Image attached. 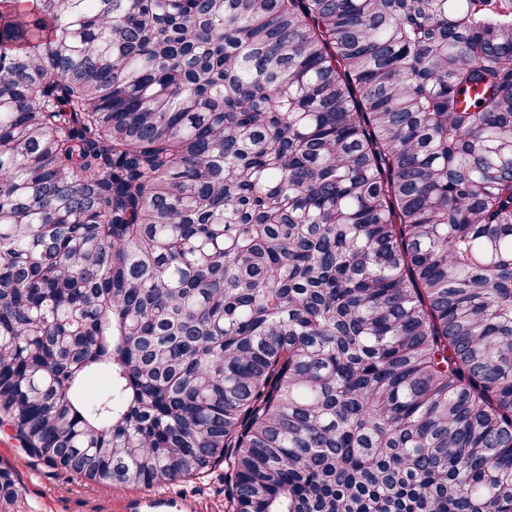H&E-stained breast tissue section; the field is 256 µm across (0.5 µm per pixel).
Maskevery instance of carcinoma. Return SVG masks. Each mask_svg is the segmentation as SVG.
I'll return each instance as SVG.
<instances>
[{"mask_svg":"<svg viewBox=\"0 0 512 512\" xmlns=\"http://www.w3.org/2000/svg\"><path fill=\"white\" fill-rule=\"evenodd\" d=\"M0 415L227 512H512V0H0Z\"/></svg>","mask_w":512,"mask_h":512,"instance_id":"cac0c4a2","label":"carcinoma"}]
</instances>
